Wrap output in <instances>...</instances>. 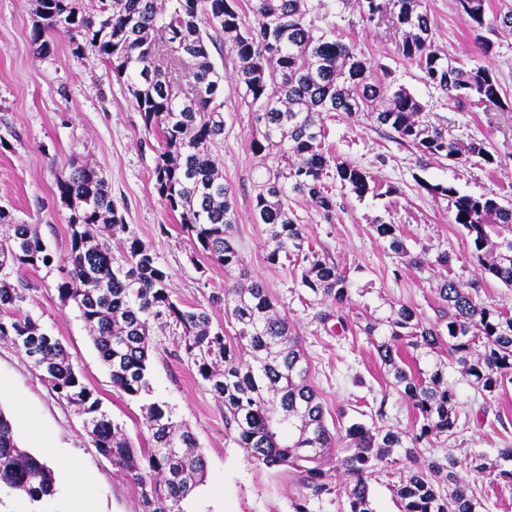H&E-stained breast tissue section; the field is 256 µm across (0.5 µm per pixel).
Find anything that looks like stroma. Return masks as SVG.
I'll use <instances>...</instances> for the list:
<instances>
[{
	"label": "stroma",
	"instance_id": "stroma-1",
	"mask_svg": "<svg viewBox=\"0 0 512 512\" xmlns=\"http://www.w3.org/2000/svg\"><path fill=\"white\" fill-rule=\"evenodd\" d=\"M310 17L320 33L356 43L373 65L385 67L391 83L406 87L424 106L426 121L446 127L458 146L484 143L492 165L479 160L460 166L445 159L420 157L400 145L364 116L331 112L325 117L326 145L340 160L370 172L383 186L382 198L357 199L335 186L336 213L325 219L307 201L292 209L316 251L347 270H359L365 285L357 304H406L423 317L435 316V289L444 272L464 284L477 285L482 300L512 307V288L483 277L470 239L452 221L448 200L435 198L425 184H443L460 193L484 195L512 204V110L470 101L461 105L427 84L418 66L397 52L392 31L363 20L341 0H308ZM430 16L433 46L465 67H484L512 101V32L495 39L483 54L460 18L455 0H424ZM37 0H0V209L12 221L36 224L51 256L48 265L28 271L23 303L67 351L83 382L102 402L110 418L122 425L136 447L150 432L139 400L112 385V378L93 345L73 303L62 301L58 283L66 276L70 250L69 209L56 188L71 163L96 168L112 188V197L130 231L170 271L176 299L209 312L217 326H227L224 307L211 297L224 288V268L209 259L182 229L177 215L161 203L153 171L159 144L149 134L131 102L125 81L116 79L92 53L73 54L65 34L52 36L48 53H37L30 35ZM224 74V134L212 151L234 195L237 222L234 241L252 276L261 280L281 310L293 320L310 363L311 380L327 420L340 408L356 409L363 401L386 398L384 425L411 429L410 403L394 389L373 346L364 334L336 337L317 320L319 307L297 277L266 260L267 235L253 218V182L260 159L249 141L256 131L252 111L241 105L235 87L236 61L228 50L212 51ZM399 225L414 254H424L423 268L401 262L374 232L375 219ZM452 257L450 270L435 265L438 253ZM181 328L153 325L149 364V400L166 403L174 420L196 434L206 461V478L184 501L185 512H295L298 475L286 468L254 462L224 429V405L198 376L177 347ZM0 380L12 394L0 411L14 421L18 409L36 413L44 431L62 455L53 461L60 472L75 461L94 487L99 512H140V489L101 456L84 430V418L58 398L28 358L9 340L0 339ZM506 416L500 425L498 416ZM512 445V388L498 393L489 412L452 438L435 441L431 453L495 454Z\"/></svg>",
	"mask_w": 512,
	"mask_h": 512
}]
</instances>
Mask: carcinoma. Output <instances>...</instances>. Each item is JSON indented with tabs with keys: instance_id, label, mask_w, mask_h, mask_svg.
<instances>
[{
	"instance_id": "obj_1",
	"label": "carcinoma",
	"mask_w": 512,
	"mask_h": 512,
	"mask_svg": "<svg viewBox=\"0 0 512 512\" xmlns=\"http://www.w3.org/2000/svg\"><path fill=\"white\" fill-rule=\"evenodd\" d=\"M368 21L390 15L400 34L397 51L417 64L427 82L460 104L474 97L502 102L500 85L485 68L457 66L432 47V27L423 0H357ZM460 17L488 54V34L512 31V7L488 23L485 0H456ZM250 13L253 25L242 22ZM307 0H101L90 13L82 0H39L31 41L41 52L49 37L69 35L73 50L91 51L127 81L145 129L158 132L162 151L154 186L165 208L179 216L202 252L224 266V305L234 337L212 326L202 308L173 299L171 274L134 236L118 213L106 179L86 165H70L57 178L70 210L69 270L57 285L89 329L112 384L124 395L150 393L147 377L151 322L182 328L181 347L210 391L224 403L227 435L268 468L286 467L301 478L295 512L325 497L341 500L340 512H377L371 482L383 469L411 464L391 485L398 512H489L467 477L492 474L512 485V446L463 458L446 454L418 463L420 445L457 434L464 404L460 385L491 399L512 386V309L479 299V291L444 276L436 288V319L411 306H391L384 316L366 307L350 310L349 273L313 249L289 205L307 200L329 218L336 197L328 179L358 199L382 197L367 171L338 160L325 148L324 114H364L393 139L424 157L462 166L478 157L495 162L483 144L459 150L448 129L424 120V107L406 88H392L355 45L315 35ZM228 48L237 59L241 103L255 113L254 155L274 161L254 182L253 213L265 225L267 262L301 269L300 283L321 298L318 313L342 334L367 336L415 410L413 431L379 424L385 401L369 411H336L328 427L324 405L310 380V365L288 314L276 309L265 285L252 277L233 238L237 223L233 192L218 171L211 146L224 135V75L209 46ZM450 200L453 222L470 237L485 274L512 288V206L493 198L461 194L442 184L423 185ZM374 231L406 264L421 268L396 224ZM126 235L124 262L113 265L112 238ZM50 261L37 224H11L0 238V339H8L42 373L58 396L85 416L94 448L141 489V512H183L182 503L206 476L196 435L172 419L167 405L143 404L150 428L145 448H135L122 427L101 409L58 339L24 312V274ZM411 353L413 363L403 362ZM32 501L54 494L48 465L18 446L0 412V487Z\"/></svg>"
}]
</instances>
